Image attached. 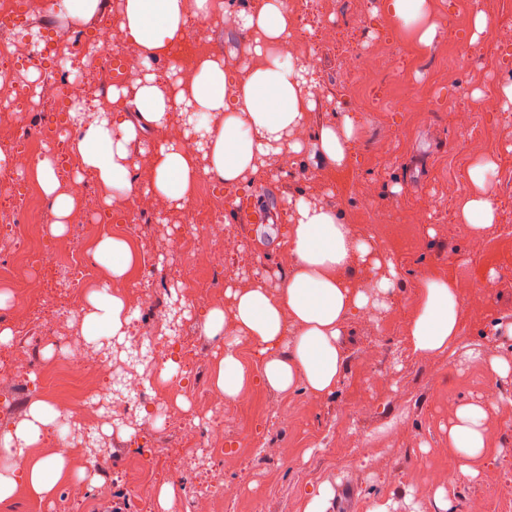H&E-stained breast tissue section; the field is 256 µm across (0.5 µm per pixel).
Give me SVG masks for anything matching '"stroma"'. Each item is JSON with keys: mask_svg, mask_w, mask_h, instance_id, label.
<instances>
[{"mask_svg": "<svg viewBox=\"0 0 512 512\" xmlns=\"http://www.w3.org/2000/svg\"><path fill=\"white\" fill-rule=\"evenodd\" d=\"M52 0H31V10L49 16L43 37L68 41L74 35L92 40V23L51 10ZM435 32L421 46L389 22L382 0H316L302 29L316 45L321 61L310 70L314 108L306 134L350 117L355 142L344 169L302 152L285 157L280 178L238 190L240 198L257 197L267 222L235 223L224 205L223 182L214 184V209L224 231L239 242L224 255V270L208 301L188 300L175 275L194 256L199 229L175 220L151 195L137 194L143 213L131 243L147 270L136 285L121 282L132 313L142 304L161 302L165 312L144 317L145 335L172 326L178 367L189 387L188 410H177L165 427L148 424L149 395L129 389L146 363L117 356L85 336L81 317L66 315L64 273L47 265L23 267L0 302V329L11 331L0 342V434L25 419L34 389L47 363V337L83 348L101 359L100 379L111 392L99 410L96 431L76 433L66 459L73 468L94 466L95 483L58 484L52 497L34 501L18 492L0 512H101L108 505L135 512L134 488L127 480L131 442L161 449L143 487L164 483L178 489L183 512H303L309 493L322 483L336 490L330 512H368L380 500L396 512H436L437 487L448 490L451 512H512V423L498 409L486 420V454L470 461L471 476L453 482L448 462L456 452L448 445V420L456 406L481 401L488 388L512 402V375L494 378L493 362L512 363V237L489 234L477 240L476 229L457 217L468 195V169L474 161L495 162L502 179L493 183L497 225H512V108L503 106L501 88L512 82V43H500L492 27L512 17V0H479L489 32L476 34L472 16L449 24L459 0H429ZM338 29V44L319 43L322 26ZM190 37L201 48L222 54L231 67L245 63L250 35L236 19L206 26L190 24ZM388 57L383 70L368 74L381 97L372 112L356 111L348 76L339 62L361 49ZM472 113L490 133L476 139L457 125V115ZM308 195L334 209L343 223L373 238L390 253L398 270L389 311L355 314L341 345L344 376L334 394L317 396L303 389L281 392L261 379V363L248 341L237 350L250 376L248 390L261 391L265 406L257 420L245 422L213 381L217 353L224 345L204 336L205 313L226 304L227 285H246L262 269L269 287H277L288 270L287 199ZM413 245L406 248L402 237ZM481 301H462L461 319L470 323L469 338H457L443 353H415L408 338L409 320L425 275L452 279L466 289L475 278H488ZM397 321L399 329L380 336L376 326ZM224 411V460L189 451L182 427L202 424L216 409ZM232 489L231 502L212 497L211 487Z\"/></svg>", "mask_w": 512, "mask_h": 512, "instance_id": "35a3bbf8", "label": "stroma"}]
</instances>
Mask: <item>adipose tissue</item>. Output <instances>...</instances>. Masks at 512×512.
Here are the masks:
<instances>
[{
  "label": "adipose tissue",
  "instance_id": "adipose-tissue-1",
  "mask_svg": "<svg viewBox=\"0 0 512 512\" xmlns=\"http://www.w3.org/2000/svg\"><path fill=\"white\" fill-rule=\"evenodd\" d=\"M207 0H122L116 19L126 43L138 52L143 64L166 58L185 39L190 15L208 13ZM385 12L397 27L415 35L419 45H429L433 28L426 22L427 0H386ZM252 37L250 59L232 69L222 57H202L187 79H161L153 72L135 80L131 108L72 110L74 135L69 143L77 177L91 176L104 205L112 193L148 190L164 203L188 207L200 175L207 174L231 189L259 179L277 157L314 148L327 162L340 166L348 159L354 137L350 119L321 128L303 137L312 107L306 89L307 70L298 58L280 62L274 45L290 35L288 14L279 0H261L243 18ZM180 117L182 133L153 139L154 131ZM193 138L194 149L184 145ZM151 139L148 180L140 182L130 152L132 142ZM493 164L475 163L469 170L473 193L463 202V221L483 230L495 220L491 185L487 179ZM36 180L49 201L54 232H62L79 199L65 189L49 160L36 165ZM288 243L292 262L277 290L257 280L242 288H226L229 308L209 310L203 321L206 336L223 341L224 351L213 370L217 389L226 399L244 390L247 371L234 347V339L250 341L261 358V376L280 391L304 387L315 394L335 391L344 369L340 338L346 320L368 307L386 309V297L397 275L389 256L375 243L342 223L334 209L299 197L288 202ZM92 255L111 280L128 275L135 258L129 244L109 235L93 246ZM356 267L379 272L374 292L359 288L348 277ZM462 302L452 282L426 277L421 281L408 336L414 352L444 351L456 339ZM132 313L125 294L103 287L86 298L84 330L89 336L124 338ZM293 332L290 346H283L286 332ZM287 356H280V348ZM487 410L484 404L457 406L448 426V440L461 459L481 457L487 450ZM68 475L60 456L34 455L16 476L0 475V503L18 490L31 497H49Z\"/></svg>",
  "mask_w": 512,
  "mask_h": 512
}]
</instances>
